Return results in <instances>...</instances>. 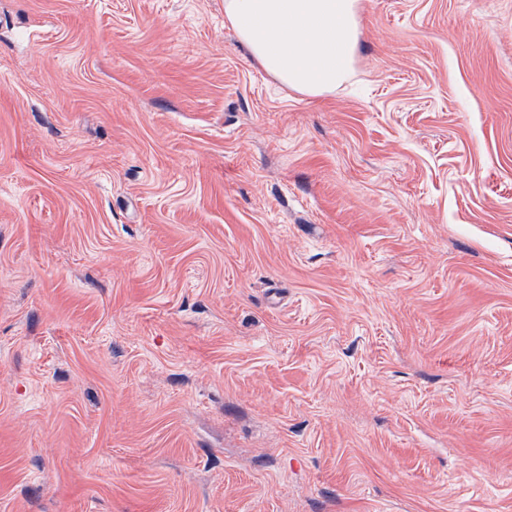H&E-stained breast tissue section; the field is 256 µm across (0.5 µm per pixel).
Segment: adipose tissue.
Instances as JSON below:
<instances>
[{
	"instance_id": "ef3b65f1",
	"label": "adipose tissue",
	"mask_w": 512,
	"mask_h": 512,
	"mask_svg": "<svg viewBox=\"0 0 512 512\" xmlns=\"http://www.w3.org/2000/svg\"><path fill=\"white\" fill-rule=\"evenodd\" d=\"M361 0H224V24L283 86L334 93L353 74Z\"/></svg>"
}]
</instances>
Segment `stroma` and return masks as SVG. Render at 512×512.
Instances as JSON below:
<instances>
[{"label":"stroma","mask_w":512,"mask_h":512,"mask_svg":"<svg viewBox=\"0 0 512 512\" xmlns=\"http://www.w3.org/2000/svg\"><path fill=\"white\" fill-rule=\"evenodd\" d=\"M362 4L0 0V512H512V0ZM361 0H224V25L283 86L335 93L353 74Z\"/></svg>","instance_id":"stroma-1"}]
</instances>
